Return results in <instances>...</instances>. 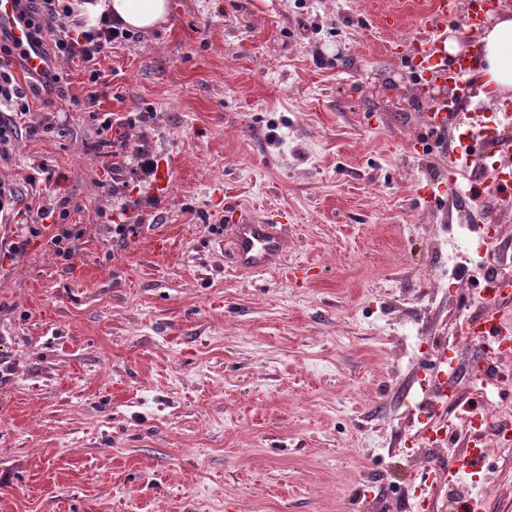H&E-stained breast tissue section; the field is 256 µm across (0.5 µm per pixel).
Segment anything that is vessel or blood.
Segmentation results:
<instances>
[{"mask_svg": "<svg viewBox=\"0 0 512 512\" xmlns=\"http://www.w3.org/2000/svg\"><path fill=\"white\" fill-rule=\"evenodd\" d=\"M491 0H468L463 16L466 29L479 28L490 13ZM456 13L455 0H432L429 9L422 13L415 23V34L410 42L411 61L414 68L423 75L420 91L441 87L443 100L437 101L433 110L434 122L439 127L451 123L464 125L465 146L448 154V193L456 195L457 176L476 160L485 155L512 154V140L502 136L496 124L497 117L512 116V103L498 100L477 101L470 74L474 68L478 49L449 59L448 21ZM17 13L13 0H0V28L11 29L14 37L23 42L27 53L29 69H42L44 60L40 46L29 42L26 29L16 24ZM493 181L497 182L499 197L491 206L481 205L484 194L482 184H471L468 191L473 201L479 202V220L488 222L512 210V171L494 167ZM228 209L234 210L236 202H228ZM231 244L240 267L262 270L277 262L284 252V243L274 225L255 223L248 215L236 214L231 217ZM512 302V290L500 289L495 301L487 305L477 330L481 338H491L498 343L512 342V322L505 320L501 313L503 305ZM488 453L482 438H474L471 448L458 464L434 470L429 481L433 484L456 485L462 473L478 471L480 462Z\"/></svg>", "mask_w": 512, "mask_h": 512, "instance_id": "1", "label": "vessel or blood"}]
</instances>
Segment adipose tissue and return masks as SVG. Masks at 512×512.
Wrapping results in <instances>:
<instances>
[{
  "label": "adipose tissue",
  "instance_id": "obj_1",
  "mask_svg": "<svg viewBox=\"0 0 512 512\" xmlns=\"http://www.w3.org/2000/svg\"><path fill=\"white\" fill-rule=\"evenodd\" d=\"M92 16L108 14L120 30H150L167 20L168 0H89ZM478 75L483 87L512 90V15H505L482 38Z\"/></svg>",
  "mask_w": 512,
  "mask_h": 512
}]
</instances>
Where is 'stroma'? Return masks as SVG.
<instances>
[{
    "mask_svg": "<svg viewBox=\"0 0 512 512\" xmlns=\"http://www.w3.org/2000/svg\"><path fill=\"white\" fill-rule=\"evenodd\" d=\"M428 2L390 30L395 0H169L96 68L52 63L53 92L15 66L0 512H418L435 354L484 292L448 216L461 131L430 125L410 63ZM229 190L281 265L238 267ZM461 490L512 512V461Z\"/></svg>",
    "mask_w": 512,
    "mask_h": 512,
    "instance_id": "35a3bbf8",
    "label": "stroma"
}]
</instances>
